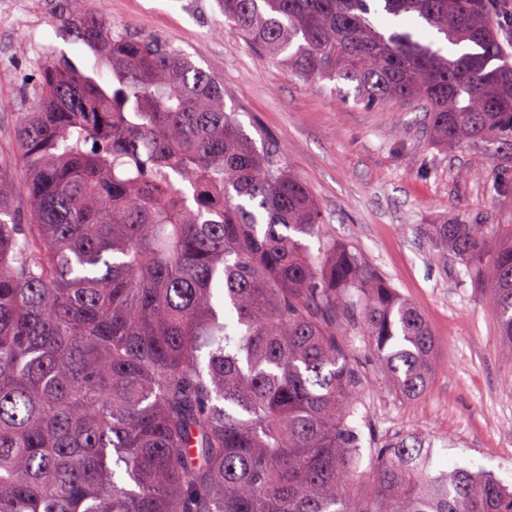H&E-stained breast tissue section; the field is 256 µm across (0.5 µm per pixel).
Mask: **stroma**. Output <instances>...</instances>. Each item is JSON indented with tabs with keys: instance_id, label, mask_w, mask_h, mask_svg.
I'll return each instance as SVG.
<instances>
[{
	"instance_id": "stroma-1",
	"label": "stroma",
	"mask_w": 512,
	"mask_h": 512,
	"mask_svg": "<svg viewBox=\"0 0 512 512\" xmlns=\"http://www.w3.org/2000/svg\"><path fill=\"white\" fill-rule=\"evenodd\" d=\"M113 27L146 31L180 47L224 84V100L248 134H262L306 184L323 217L325 238L345 243L386 278L426 319L437 354L430 386L415 399L392 394L377 377L362 337L345 328L342 342L362 372L365 440L380 443L415 432L434 442L436 466L481 468L512 488V391L502 380L497 316L464 267L437 254L426 233L449 209L474 224H512V167L491 165L487 180L464 171L483 156L444 150L425 134L423 112L397 104L354 101L351 85L290 74L244 39L224 30L217 0H85ZM63 0H18V16L0 15V144L15 113L25 111L37 71V45L65 52L83 69L94 52L75 42L53 16ZM499 184L489 191L488 180Z\"/></svg>"
}]
</instances>
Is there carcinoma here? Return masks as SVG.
Wrapping results in <instances>:
<instances>
[{
  "mask_svg": "<svg viewBox=\"0 0 512 512\" xmlns=\"http://www.w3.org/2000/svg\"><path fill=\"white\" fill-rule=\"evenodd\" d=\"M491 0H219L224 26L300 77L424 112L439 148L512 162V62ZM111 72L37 62L0 146V512H512V491L433 466L401 434L358 468L356 320L397 395L437 345L279 150L178 47L61 16ZM23 194L24 220L14 199ZM428 233L490 301L512 362V225L450 211Z\"/></svg>",
  "mask_w": 512,
  "mask_h": 512,
  "instance_id": "obj_1",
  "label": "carcinoma"
}]
</instances>
